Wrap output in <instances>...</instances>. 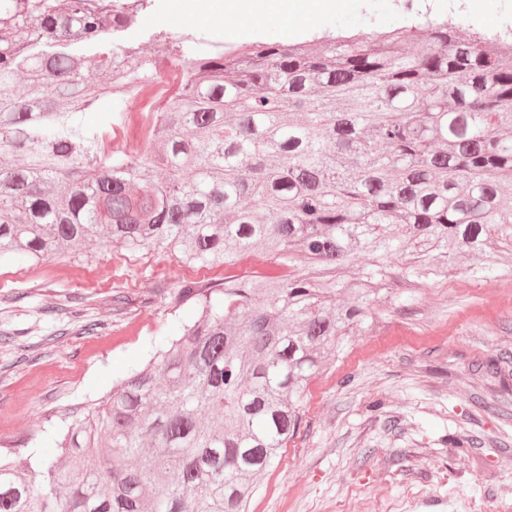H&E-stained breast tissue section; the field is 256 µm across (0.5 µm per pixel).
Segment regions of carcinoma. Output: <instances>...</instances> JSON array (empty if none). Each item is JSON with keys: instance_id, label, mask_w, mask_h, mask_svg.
<instances>
[{"instance_id": "cac0c4a2", "label": "carcinoma", "mask_w": 512, "mask_h": 512, "mask_svg": "<svg viewBox=\"0 0 512 512\" xmlns=\"http://www.w3.org/2000/svg\"><path fill=\"white\" fill-rule=\"evenodd\" d=\"M133 13L0 0V260L93 241L211 268L253 253L288 273L178 289L200 314L168 349L101 401L48 415L71 421L63 451L42 450L50 492L0 456V512H247L308 380L390 290V258L419 287L450 265L491 278L512 255L511 43L433 20L412 55L398 46L412 26L314 51L186 36L176 87L120 155L114 120L157 71L127 47Z\"/></svg>"}]
</instances>
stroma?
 Instances as JSON below:
<instances>
[{
    "label": "stroma",
    "instance_id": "35a3bbf8",
    "mask_svg": "<svg viewBox=\"0 0 512 512\" xmlns=\"http://www.w3.org/2000/svg\"><path fill=\"white\" fill-rule=\"evenodd\" d=\"M292 0L285 30L272 12L241 9L216 28L210 0H154L139 33L204 37L233 49L251 41L318 46L338 30L368 34L449 20L460 38L512 33V0ZM250 256L221 268L184 266L168 252L88 245L84 255L0 263V451L47 489L40 453L64 424L47 410L101 398L144 365L195 315L174 304L186 283L278 276ZM129 299L112 308L114 293ZM106 328L77 335L71 303ZM463 443L449 447V437ZM260 480L249 512H512V276L456 269L414 288L395 282L365 331L309 382L302 421Z\"/></svg>",
    "mask_w": 512,
    "mask_h": 512
}]
</instances>
